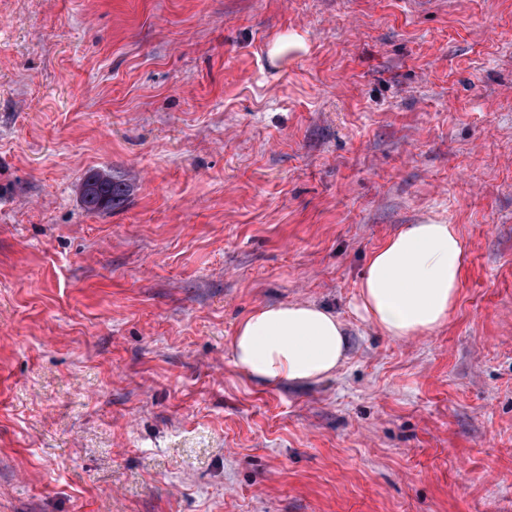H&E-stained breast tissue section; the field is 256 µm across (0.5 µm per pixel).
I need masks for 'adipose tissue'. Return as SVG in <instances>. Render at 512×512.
Here are the masks:
<instances>
[{"label":"adipose tissue","instance_id":"ef3b65f1","mask_svg":"<svg viewBox=\"0 0 512 512\" xmlns=\"http://www.w3.org/2000/svg\"><path fill=\"white\" fill-rule=\"evenodd\" d=\"M465 242L450 224H409L374 250L355 312L383 335L408 338L447 324L462 288ZM343 322L312 302L255 306L230 344L235 369L267 385L310 387L347 359Z\"/></svg>","mask_w":512,"mask_h":512}]
</instances>
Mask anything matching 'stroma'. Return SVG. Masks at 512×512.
Segmentation results:
<instances>
[{
	"label": "stroma",
	"instance_id": "obj_1",
	"mask_svg": "<svg viewBox=\"0 0 512 512\" xmlns=\"http://www.w3.org/2000/svg\"><path fill=\"white\" fill-rule=\"evenodd\" d=\"M428 222L457 305L382 335L369 255ZM293 301L347 360L246 379ZM0 512H512V0H0ZM92 173L91 175H89ZM102 178L99 189L89 196L82 188L88 185L93 178ZM128 193L127 185L120 179L112 176L111 171L97 170L89 172L80 184V199L85 209L92 213L111 212L124 201ZM339 316L316 303L255 306L237 324L231 363L247 379L310 387L331 378L347 359Z\"/></svg>",
	"mask_w": 512,
	"mask_h": 512
}]
</instances>
